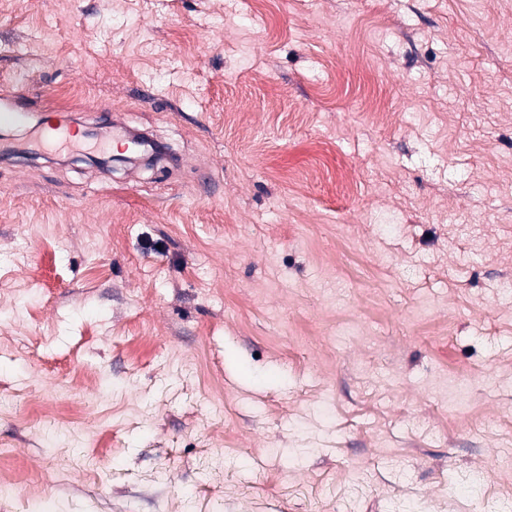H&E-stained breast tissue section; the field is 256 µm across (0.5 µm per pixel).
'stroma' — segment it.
<instances>
[{
	"label": "stroma",
	"instance_id": "stroma-1",
	"mask_svg": "<svg viewBox=\"0 0 512 512\" xmlns=\"http://www.w3.org/2000/svg\"><path fill=\"white\" fill-rule=\"evenodd\" d=\"M15 97L0 512H483L512 0H0ZM50 106L170 159L82 163L116 140L45 142Z\"/></svg>",
	"mask_w": 512,
	"mask_h": 512
}]
</instances>
